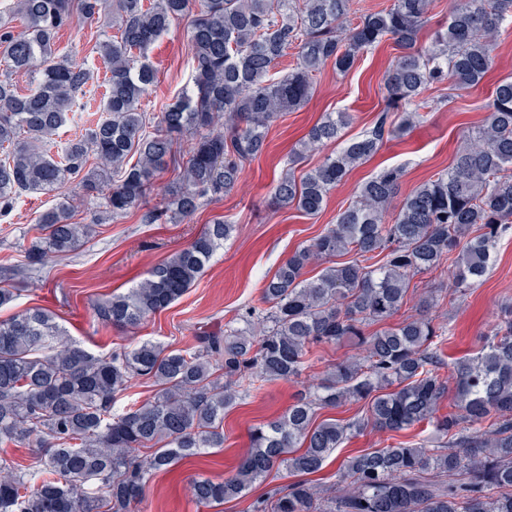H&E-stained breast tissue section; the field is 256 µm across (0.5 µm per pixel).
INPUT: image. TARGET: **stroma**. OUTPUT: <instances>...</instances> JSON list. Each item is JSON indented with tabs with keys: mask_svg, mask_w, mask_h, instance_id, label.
Instances as JSON below:
<instances>
[{
	"mask_svg": "<svg viewBox=\"0 0 512 512\" xmlns=\"http://www.w3.org/2000/svg\"><path fill=\"white\" fill-rule=\"evenodd\" d=\"M198 15L199 5L192 0L186 16L175 21L150 47L148 56L157 71V81L142 101L144 111L160 113L190 86L188 35ZM116 33L107 13L90 24L72 18L60 31L59 51L87 58L92 71L86 93L71 113L69 123L60 130V139L85 131L101 118L105 68L94 47ZM399 55L394 41L385 40L365 51L348 72H337L333 64H326L313 80L309 99L300 107L285 111L271 124L265 153L244 165L241 181L232 192L205 201L188 218L149 224L142 219L144 209L159 205L164 191L178 179L177 172L163 171L144 208L103 225L98 236L70 257L50 259L21 280L6 278V287L19 288L20 293L12 304L0 308V321L28 308H46L56 314L74 341L95 353L144 340L182 348L202 333L223 332L228 320L257 305L263 282L297 247L335 223L361 183L381 169L398 166L404 171L400 191L406 194L447 171L464 146V131L481 124L496 84L512 78V23L502 25L493 51V67L479 86L459 89L447 80L430 85L425 96L431 99L432 106L424 119L403 135L386 140L375 155L353 168L330 191L319 215L309 217L294 206L276 204L273 188L284 173L302 176L327 155L339 151L347 140L363 135L379 117H386L388 126L399 124V113L387 109L384 88L386 75ZM330 112H348L354 120L342 131L340 139L301 149L309 128ZM52 203L51 196L25 193L12 213L0 218V268L23 261L32 238L31 224L37 213ZM224 220L234 226L230 238L177 302L129 331L116 329L98 318V303L134 287L153 266L187 247L207 225ZM414 283L419 293L430 290L438 299L430 314L446 328L440 347L444 360L441 373L452 378L453 362L479 352L498 319L501 304L512 303V231L501 238L487 274L465 297L451 299V279L445 269L416 276ZM322 372L318 365L301 380L274 382L262 393L226 410L223 449L182 461L169 472L159 474L149 484L138 512H250L256 499L293 482V475L275 469L240 499L208 509L197 506L191 490L197 476L223 479L247 451L250 430L283 413L303 387ZM432 439V429L426 425L397 434L366 429L338 449L337 460L321 472L323 483H334L338 459L351 452L390 443L427 444Z\"/></svg>",
	"mask_w": 512,
	"mask_h": 512,
	"instance_id": "stroma-1",
	"label": "stroma"
}]
</instances>
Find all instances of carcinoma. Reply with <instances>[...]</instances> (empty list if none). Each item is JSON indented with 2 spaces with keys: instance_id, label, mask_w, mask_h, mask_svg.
I'll return each instance as SVG.
<instances>
[{
  "instance_id": "carcinoma-1",
  "label": "carcinoma",
  "mask_w": 512,
  "mask_h": 512,
  "mask_svg": "<svg viewBox=\"0 0 512 512\" xmlns=\"http://www.w3.org/2000/svg\"><path fill=\"white\" fill-rule=\"evenodd\" d=\"M435 0H392L355 22L350 0H200L189 45L193 85L158 117L141 99L157 80L149 47L190 0H17L25 28L0 14V217L25 192L53 193L68 184L101 203L89 224L74 221L70 198L37 218L23 273L46 258H66L96 227L141 206L157 176L178 163L172 148L196 136L181 182L149 211L150 224L188 217L201 200L229 193L243 164L262 154L268 129L310 95L327 63L346 73L367 48L392 39L401 49L385 79L386 98L404 108L401 122L371 131L330 155L301 181L287 172L275 198L307 216L319 214L331 188L372 157L384 137L420 122L426 86L445 79L458 88L481 83L512 0H454L445 29L417 46ZM110 10L118 34L98 45L111 73L103 117L47 149L65 126L91 77L83 59L57 56L56 38L77 13L86 22ZM293 51L294 65L276 76ZM35 75L19 94L12 74ZM329 113L304 148L335 140L350 123ZM448 171L410 191L386 222L403 177L386 168L311 242L298 247L261 288L262 307L224 324L222 336H200L186 349L151 341L95 354L68 337L52 313L28 308L0 322V447L37 449L22 465L0 459V512H136L159 473L224 447V411L279 380L299 379L320 348L346 339L358 356L328 364L320 384L281 415L250 430V446L221 481L199 476L196 501L209 507L237 499L274 469L307 476L252 504L253 512H512V304L474 357L454 362L457 411L438 415L448 390L435 339L443 327L426 315L374 333L366 327L398 316L411 280L442 265L454 293L486 274L500 236L512 229V78L500 81L482 123ZM233 225L209 224L187 247L154 266L128 292L97 305L112 326L134 328L180 299L202 275ZM348 260L338 262L336 258ZM320 268L313 278L306 269ZM258 320L256 329L252 320ZM152 398L116 407L134 382ZM367 403L357 420L321 409ZM434 428V447L390 444L344 458L336 482L309 476L365 429L399 433Z\"/></svg>"
}]
</instances>
